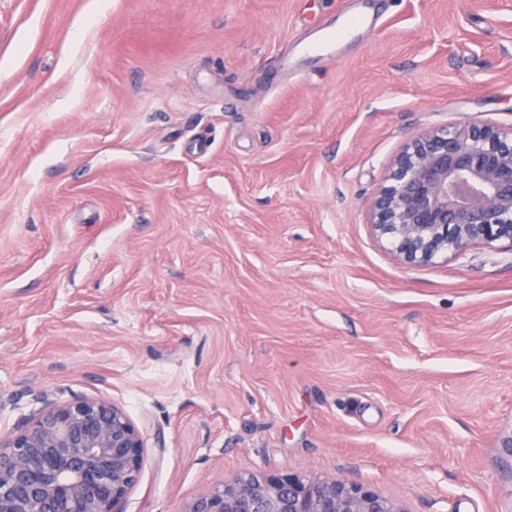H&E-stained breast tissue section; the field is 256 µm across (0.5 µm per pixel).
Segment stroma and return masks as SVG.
<instances>
[{
    "label": "stroma",
    "mask_w": 512,
    "mask_h": 512,
    "mask_svg": "<svg viewBox=\"0 0 512 512\" xmlns=\"http://www.w3.org/2000/svg\"><path fill=\"white\" fill-rule=\"evenodd\" d=\"M88 2L0 0V437L119 406L122 512L250 473L502 512L512 248L408 265L366 209L423 130L512 124V0ZM353 29V23L347 22L339 31V33H331L324 37H317L312 40L311 43L302 46L297 50L298 55L302 54H317L321 56H333L336 55L338 47L343 43L342 36H348L350 31Z\"/></svg>",
    "instance_id": "35a3bbf8"
}]
</instances>
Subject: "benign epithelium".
<instances>
[{"label": "benign epithelium", "mask_w": 512, "mask_h": 512, "mask_svg": "<svg viewBox=\"0 0 512 512\" xmlns=\"http://www.w3.org/2000/svg\"><path fill=\"white\" fill-rule=\"evenodd\" d=\"M371 200L369 224L404 264L476 245L512 247V126L464 123L412 137ZM144 434L103 399L43 402L0 438V512H118L138 481ZM189 512H402L342 480L251 475Z\"/></svg>", "instance_id": "obj_1"}]
</instances>
